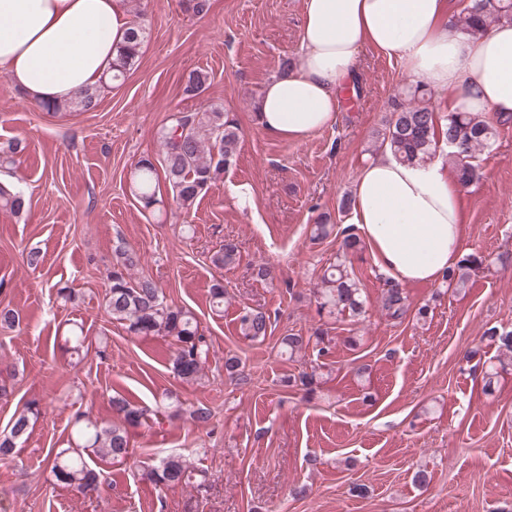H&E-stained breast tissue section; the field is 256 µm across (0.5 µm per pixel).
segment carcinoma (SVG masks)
I'll return each instance as SVG.
<instances>
[{"mask_svg":"<svg viewBox=\"0 0 512 512\" xmlns=\"http://www.w3.org/2000/svg\"><path fill=\"white\" fill-rule=\"evenodd\" d=\"M512 23V0H460V10L452 21L458 31L483 33L492 25ZM145 38L141 22L132 21L129 41L117 50L112 64L111 82H122L139 55ZM409 100H395L385 122L382 144L393 156L407 163L425 162L436 156L437 145H448V157L457 169L458 180L469 185L479 179L477 153L489 147L496 138V129L477 113L451 112L440 116L427 89L418 84L407 92ZM99 102V90L85 89L70 100L43 107L48 114L91 112ZM240 140L239 128L224 118V110L210 107L198 112L172 113L160 131L161 166L147 156L141 158L130 174V189L145 209L158 203L156 179L163 170L165 181L179 206L191 208L209 187L236 161ZM27 145L14 139L0 146V167L10 168L25 154ZM0 208L14 214L25 209L22 195L10 184L0 183ZM238 247L232 240L212 255V264L222 269L237 261ZM140 259L137 252L119 238L112 247V262L106 268L105 308L113 320L126 326L137 337L161 336L173 341L171 358L173 372L187 383H197L205 376L210 344L201 331L195 314L168 303L163 289L151 278L134 276ZM478 265L477 257L469 255L445 279L465 285L468 271ZM320 307L339 312L359 314L363 310L360 288L343 263L331 265L320 276L316 289ZM384 308L392 319L407 312L406 296L397 285L387 290ZM242 335L253 341L268 334L270 318L265 312L244 308L238 316ZM310 339L296 334L281 338L282 348L289 355L302 351ZM112 418L91 419L81 413L75 417L71 431L73 446L62 448L48 460L57 483L87 496L98 491L102 473L89 466L84 454L90 451L106 462L119 463L131 454V432L142 426L146 410L123 396L109 399ZM40 403L31 400L14 415L9 432L0 437V456L14 453L31 420L39 415ZM194 468L182 455L171 454L159 460L144 473V479L158 487L189 484Z\"/></svg>","mask_w":512,"mask_h":512,"instance_id":"obj_1","label":"carcinoma"}]
</instances>
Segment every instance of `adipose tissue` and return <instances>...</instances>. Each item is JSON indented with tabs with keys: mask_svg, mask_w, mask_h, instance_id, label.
Wrapping results in <instances>:
<instances>
[{
	"mask_svg": "<svg viewBox=\"0 0 512 512\" xmlns=\"http://www.w3.org/2000/svg\"><path fill=\"white\" fill-rule=\"evenodd\" d=\"M451 0H304L302 57L273 77L255 119L299 141L337 121L339 82L363 47L398 60L453 106L512 119V24L448 31ZM132 21L127 0H0V73L34 104L59 103L109 75ZM347 221L395 282H432L465 253L459 192L442 159L408 164L390 151L365 165Z\"/></svg>",
	"mask_w": 512,
	"mask_h": 512,
	"instance_id": "1",
	"label": "adipose tissue"
}]
</instances>
